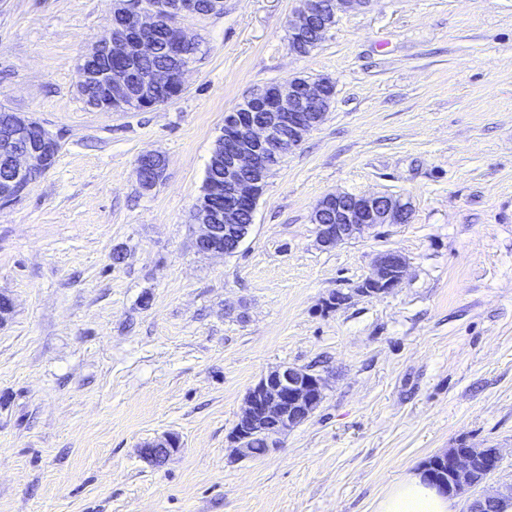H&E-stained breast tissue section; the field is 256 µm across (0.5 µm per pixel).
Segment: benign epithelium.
I'll list each match as a JSON object with an SVG mask.
<instances>
[{
	"label": "benign epithelium",
	"instance_id": "7a95c632",
	"mask_svg": "<svg viewBox=\"0 0 512 512\" xmlns=\"http://www.w3.org/2000/svg\"><path fill=\"white\" fill-rule=\"evenodd\" d=\"M371 0H299L295 19L288 23L292 52L307 56L315 50L312 35L327 34L341 11L360 10ZM198 0H177L175 7L144 0H116V8L104 32L80 65V88L100 87L94 109L129 112L135 107H154L155 90L165 87L179 96L192 63L195 39L181 25L185 17H203ZM176 68H138L149 52L157 31ZM333 83L326 77H290L268 84L246 97L224 118V131L216 141L208 166L224 169V177L209 178L193 211L198 224L196 249L202 254L225 255L234 240L247 236L251 225L241 223L242 210L255 211L268 177L283 156L295 150L329 112ZM59 145L54 135L33 118L19 112L0 129V204L23 196L30 185L55 163ZM139 165L152 167L153 175L138 171L140 185L150 190L161 178L165 159L154 153L139 157ZM410 204L379 194H329L315 206L312 223L317 241L330 247L355 239L382 224H405ZM405 259L395 251L377 256L371 276L358 292L365 296L389 293L403 281ZM325 379L308 369L282 366L262 376L250 388L239 419L248 430L230 436L233 459L252 457L249 441L265 439L268 450L283 444L288 431L298 427L325 399ZM175 437L166 434L142 449L149 461H159L177 451ZM449 481L437 484L443 493L463 496L476 487L477 465L465 453L448 449Z\"/></svg>",
	"mask_w": 512,
	"mask_h": 512
}]
</instances>
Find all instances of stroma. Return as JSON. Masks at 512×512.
I'll return each instance as SVG.
<instances>
[{
	"label": "stroma",
	"mask_w": 512,
	"mask_h": 512,
	"mask_svg": "<svg viewBox=\"0 0 512 512\" xmlns=\"http://www.w3.org/2000/svg\"><path fill=\"white\" fill-rule=\"evenodd\" d=\"M296 6L183 19L200 50L182 94L101 112L78 67L113 0H0V105L59 144L0 206V512H373L464 445L499 449L487 487L512 486V0H372L307 56ZM292 76L333 82L324 122L237 251L199 254L225 113ZM149 152L166 167L147 191ZM334 192L401 197L412 218L324 248L311 215ZM388 250L401 286L359 295ZM280 366L326 397L277 452L233 461L245 397ZM165 434L179 450L145 461ZM138 163V179L140 185L145 190H150L156 184V182L161 178L164 169H165V159L154 153L143 154L139 157ZM142 165H149L152 167L153 175L150 178H146L145 173L142 171Z\"/></svg>",
	"instance_id": "35a3bbf8"
}]
</instances>
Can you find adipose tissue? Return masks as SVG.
Here are the masks:
<instances>
[{"label":"adipose tissue","instance_id":"ef3b65f1","mask_svg":"<svg viewBox=\"0 0 512 512\" xmlns=\"http://www.w3.org/2000/svg\"><path fill=\"white\" fill-rule=\"evenodd\" d=\"M375 512H457L451 497L428 483L423 474L398 479L378 500Z\"/></svg>","mask_w":512,"mask_h":512}]
</instances>
